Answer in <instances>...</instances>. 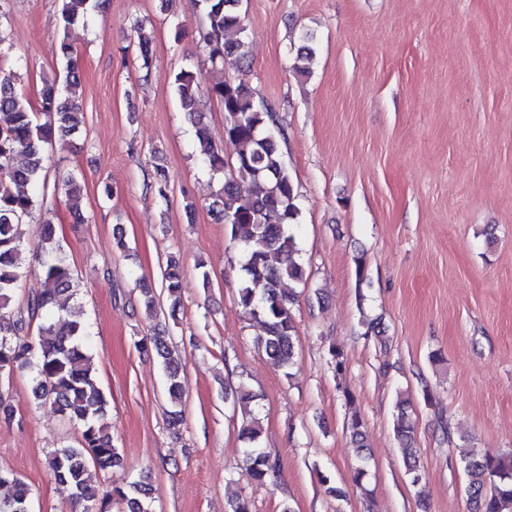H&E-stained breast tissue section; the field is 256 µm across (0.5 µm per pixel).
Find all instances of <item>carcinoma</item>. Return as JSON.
Segmentation results:
<instances>
[{
  "mask_svg": "<svg viewBox=\"0 0 512 512\" xmlns=\"http://www.w3.org/2000/svg\"><path fill=\"white\" fill-rule=\"evenodd\" d=\"M95 0H64L59 23L68 29L87 17ZM205 21L199 41L209 50L216 64L229 56L245 57V28L242 0H203ZM56 56L62 79L45 84L35 101L16 86L17 75L0 66V376L17 371L34 373V396L79 428L75 445L55 449L49 456L50 475L71 490L82 512H111L112 505L126 503L129 512H147L149 489L139 482L104 487L92 484L88 465L100 469L120 468L123 458L112 443L103 419L109 400L93 371L87 344L88 326L65 314L59 306L62 297L77 294L78 282L67 256L56 238L53 213L61 200L76 201L82 193L80 178L72 172L58 176L53 192L42 178L45 147L55 137L77 133L83 123L82 104L70 92L80 80L74 50L67 38L60 39ZM180 108L195 127L202 163L214 171L224 169V149L217 146L204 123L201 103L214 98L224 108V141L235 157L234 175L224 180V188L213 201L212 211L224 223L242 250L244 278L239 289V304L252 320L260 324L258 347L276 366L289 369L295 357V326L291 305L293 289L285 282L299 284L305 269L297 260L298 248L292 227L300 210L297 191L285 166L279 142L273 132L278 121L270 108L256 98L248 80L210 85L201 74L182 70L174 80ZM248 181L253 190L243 195L238 183ZM41 214L35 258L43 288L29 295L25 305L13 307V298L24 276V245L17 233L19 223L34 211ZM182 267L171 257L162 274L167 291L168 312L177 320L180 308ZM38 322V337L29 336L32 322ZM167 330L146 337L142 348L162 366L171 410L168 423L182 421L184 380L181 359L168 342ZM393 423L395 438L402 450L407 474L419 495L420 462L415 445V425L411 402L397 401ZM347 430L359 452L366 448L365 424L353 412ZM261 429L251 419L241 430L247 440L243 466L258 484L276 477V461L259 442ZM467 477L466 494L473 512H512V453L485 449L470 451L461 458ZM12 493L0 497V512H30L31 490L12 471L0 467V486Z\"/></svg>",
  "mask_w": 512,
  "mask_h": 512,
  "instance_id": "1",
  "label": "carcinoma"
}]
</instances>
